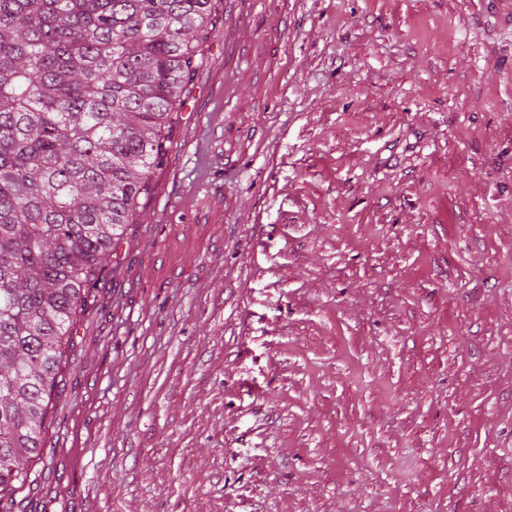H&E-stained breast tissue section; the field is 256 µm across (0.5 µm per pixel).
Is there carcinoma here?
I'll list each match as a JSON object with an SVG mask.
<instances>
[{"instance_id":"carcinoma-1","label":"carcinoma","mask_w":512,"mask_h":512,"mask_svg":"<svg viewBox=\"0 0 512 512\" xmlns=\"http://www.w3.org/2000/svg\"><path fill=\"white\" fill-rule=\"evenodd\" d=\"M210 0H0V512L65 336L164 164Z\"/></svg>"}]
</instances>
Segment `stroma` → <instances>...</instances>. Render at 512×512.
Masks as SVG:
<instances>
[{"label": "stroma", "mask_w": 512, "mask_h": 512, "mask_svg": "<svg viewBox=\"0 0 512 512\" xmlns=\"http://www.w3.org/2000/svg\"><path fill=\"white\" fill-rule=\"evenodd\" d=\"M210 5L25 512H512V0Z\"/></svg>", "instance_id": "1"}]
</instances>
